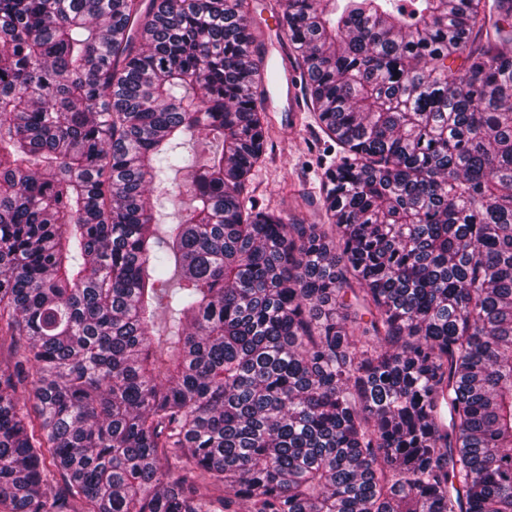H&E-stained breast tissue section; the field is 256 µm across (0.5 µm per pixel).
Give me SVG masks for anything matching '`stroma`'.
<instances>
[{"instance_id": "obj_1", "label": "stroma", "mask_w": 512, "mask_h": 512, "mask_svg": "<svg viewBox=\"0 0 512 512\" xmlns=\"http://www.w3.org/2000/svg\"><path fill=\"white\" fill-rule=\"evenodd\" d=\"M241 9L255 38L286 45L284 32L267 25L269 12H282V0H243ZM274 119L277 127L269 132L266 158L252 175L253 198L259 207L296 223H325L319 206L322 174L335 161L337 146L320 138L311 112H302L293 127L287 113H275Z\"/></svg>"}]
</instances>
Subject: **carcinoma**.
<instances>
[{
  "instance_id": "obj_1",
  "label": "carcinoma",
  "mask_w": 512,
  "mask_h": 512,
  "mask_svg": "<svg viewBox=\"0 0 512 512\" xmlns=\"http://www.w3.org/2000/svg\"><path fill=\"white\" fill-rule=\"evenodd\" d=\"M284 20L325 224L240 0H0V512H512V0ZM274 71L268 69V58L260 65L261 84L270 98L282 107L281 112H271L278 125L269 129L266 159L252 175L253 199L259 208L282 212L298 224H325L327 219L319 206L322 174L336 161L337 146L318 135V128L303 98L299 123L290 127L288 112H299V87L297 73L292 69L294 56ZM291 66H289V65Z\"/></svg>"
}]
</instances>
